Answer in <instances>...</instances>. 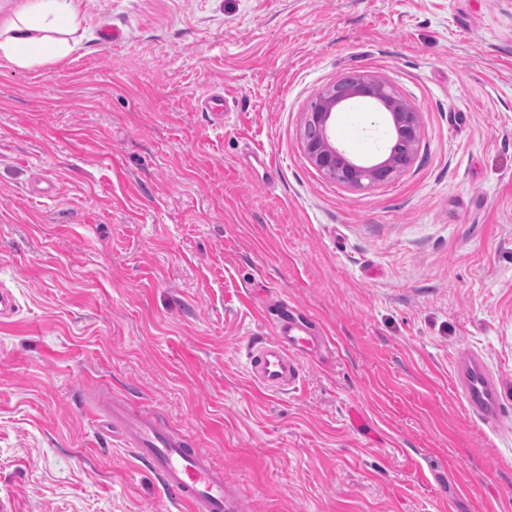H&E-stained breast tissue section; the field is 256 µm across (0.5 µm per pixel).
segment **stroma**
Here are the masks:
<instances>
[{
  "mask_svg": "<svg viewBox=\"0 0 512 512\" xmlns=\"http://www.w3.org/2000/svg\"><path fill=\"white\" fill-rule=\"evenodd\" d=\"M66 2L68 55L0 66V500L176 512L101 432L105 395L192 437L253 512H512V417L488 430L453 378L478 352L512 400V0ZM353 71L421 126L369 188L301 140ZM333 136L372 162L390 132L359 100ZM282 303L331 345L271 394L247 349Z\"/></svg>",
  "mask_w": 512,
  "mask_h": 512,
  "instance_id": "stroma-1",
  "label": "stroma"
}]
</instances>
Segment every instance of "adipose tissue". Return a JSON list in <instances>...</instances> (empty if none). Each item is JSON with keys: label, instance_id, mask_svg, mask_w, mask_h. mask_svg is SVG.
<instances>
[{"label": "adipose tissue", "instance_id": "1", "mask_svg": "<svg viewBox=\"0 0 512 512\" xmlns=\"http://www.w3.org/2000/svg\"><path fill=\"white\" fill-rule=\"evenodd\" d=\"M68 9L63 0H40L38 10L28 18L0 24V60L19 68L30 67L66 56V41L54 39Z\"/></svg>", "mask_w": 512, "mask_h": 512}]
</instances>
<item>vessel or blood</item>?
Listing matches in <instances>:
<instances>
[{"label": "vessel or blood", "mask_w": 512, "mask_h": 512, "mask_svg": "<svg viewBox=\"0 0 512 512\" xmlns=\"http://www.w3.org/2000/svg\"><path fill=\"white\" fill-rule=\"evenodd\" d=\"M327 345V337L310 321L279 307L270 336L247 351L250 378L266 392L295 390L303 380L304 359ZM454 382L469 414L489 429L512 416V403L504 400L480 354H458ZM92 408L107 417L113 431L157 480L176 493L180 512H249V504L235 493L223 470L215 468L195 442L163 426L155 413H130L118 399L95 401Z\"/></svg>", "instance_id": "b4317fda"}]
</instances>
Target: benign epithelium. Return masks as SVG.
<instances>
[{"label":"benign epithelium","instance_id":"obj_1","mask_svg":"<svg viewBox=\"0 0 512 512\" xmlns=\"http://www.w3.org/2000/svg\"><path fill=\"white\" fill-rule=\"evenodd\" d=\"M369 99L390 122L394 144L387 157L374 164L356 163L332 140L330 123L343 106ZM420 142L418 112L391 84L358 73L340 77L322 88L305 112L303 149L326 178L349 187H365L393 179L413 162Z\"/></svg>","mask_w":512,"mask_h":512}]
</instances>
